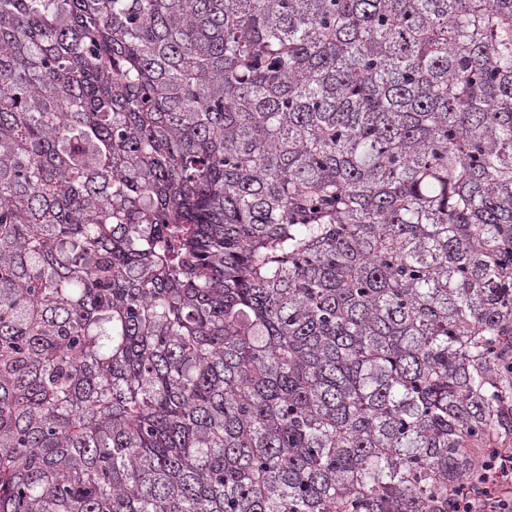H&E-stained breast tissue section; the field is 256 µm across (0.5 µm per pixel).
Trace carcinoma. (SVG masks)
Returning <instances> with one entry per match:
<instances>
[{
    "instance_id": "carcinoma-1",
    "label": "carcinoma",
    "mask_w": 512,
    "mask_h": 512,
    "mask_svg": "<svg viewBox=\"0 0 512 512\" xmlns=\"http://www.w3.org/2000/svg\"><path fill=\"white\" fill-rule=\"evenodd\" d=\"M512 439V0H0V512H448Z\"/></svg>"
}]
</instances>
